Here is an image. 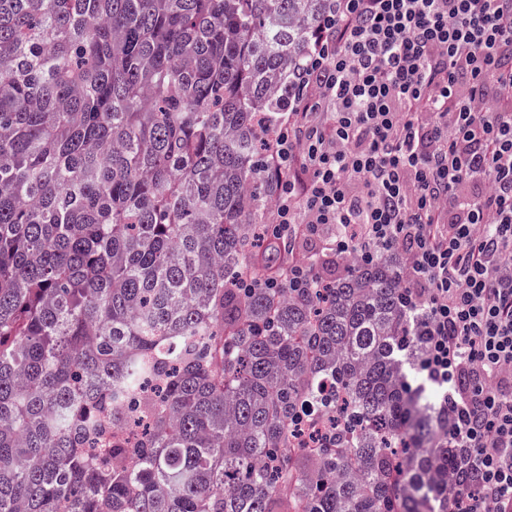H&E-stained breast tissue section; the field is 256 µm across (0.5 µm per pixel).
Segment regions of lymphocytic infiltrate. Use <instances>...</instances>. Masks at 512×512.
<instances>
[{
  "instance_id": "lymphocytic-infiltrate-1",
  "label": "lymphocytic infiltrate",
  "mask_w": 512,
  "mask_h": 512,
  "mask_svg": "<svg viewBox=\"0 0 512 512\" xmlns=\"http://www.w3.org/2000/svg\"><path fill=\"white\" fill-rule=\"evenodd\" d=\"M334 2L271 139L273 223L405 252L468 454L448 512H512V0Z\"/></svg>"
}]
</instances>
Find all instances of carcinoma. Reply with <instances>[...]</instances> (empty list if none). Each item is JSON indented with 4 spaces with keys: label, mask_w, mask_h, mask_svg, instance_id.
Instances as JSON below:
<instances>
[{
    "label": "carcinoma",
    "mask_w": 512,
    "mask_h": 512,
    "mask_svg": "<svg viewBox=\"0 0 512 512\" xmlns=\"http://www.w3.org/2000/svg\"><path fill=\"white\" fill-rule=\"evenodd\" d=\"M330 8L0 0V512H448L397 250L235 286Z\"/></svg>",
    "instance_id": "1"
}]
</instances>
